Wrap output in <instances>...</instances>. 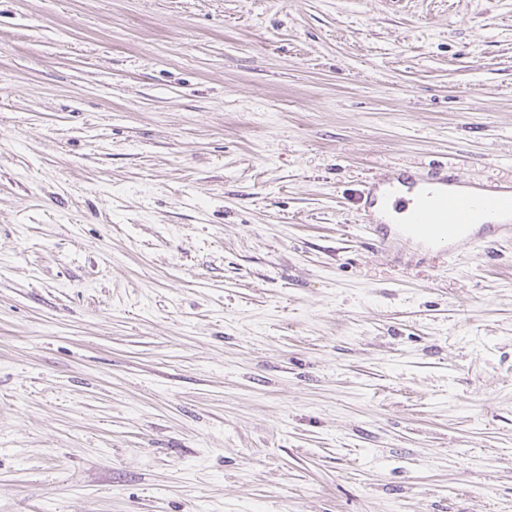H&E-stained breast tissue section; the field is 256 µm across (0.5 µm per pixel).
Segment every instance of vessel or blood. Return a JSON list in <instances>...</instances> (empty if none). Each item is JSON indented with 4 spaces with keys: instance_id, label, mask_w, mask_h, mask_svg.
I'll return each instance as SVG.
<instances>
[{
    "instance_id": "b4317fda",
    "label": "vessel or blood",
    "mask_w": 512,
    "mask_h": 512,
    "mask_svg": "<svg viewBox=\"0 0 512 512\" xmlns=\"http://www.w3.org/2000/svg\"><path fill=\"white\" fill-rule=\"evenodd\" d=\"M429 184L445 185L444 193L430 194L412 217L413 231L436 242H447L449 250L475 247L502 235H512V224L498 222L500 212L512 211V185L493 186L473 193L469 183L437 167L427 175Z\"/></svg>"
}]
</instances>
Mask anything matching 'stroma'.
<instances>
[{
  "label": "stroma",
  "instance_id": "35a3bbf8",
  "mask_svg": "<svg viewBox=\"0 0 512 512\" xmlns=\"http://www.w3.org/2000/svg\"><path fill=\"white\" fill-rule=\"evenodd\" d=\"M512 0H0V512H512ZM427 184L453 185L455 188L443 194L429 193V200L418 207L409 226L413 231L436 242H448V253L457 247H476L490 242L502 235H512V220L507 223L496 222L498 214L504 210L512 211V185L493 186L478 189L461 181L456 175L448 176V169L436 167L425 177ZM483 219L488 232L465 234L475 222ZM418 192V187L414 188L411 192H402L397 195H389L386 187H381L377 192V198L374 193H372L371 188L368 187L359 195V200L361 202L365 200L367 204L368 212L375 205V216L378 220L383 221L387 224H396L399 227V230L408 236L405 233V224H408V216L411 209L414 207L416 197L417 202H421L424 200L423 192ZM404 197L407 200H410V204L406 209L399 210V208H394V202L397 198Z\"/></svg>",
  "mask_w": 512,
  "mask_h": 512
}]
</instances>
